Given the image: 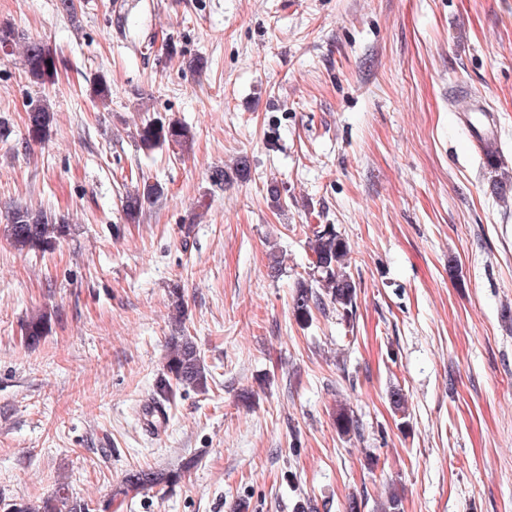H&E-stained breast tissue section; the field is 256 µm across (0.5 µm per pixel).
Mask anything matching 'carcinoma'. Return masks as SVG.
Here are the masks:
<instances>
[{
	"label": "carcinoma",
	"instance_id": "carcinoma-1",
	"mask_svg": "<svg viewBox=\"0 0 512 512\" xmlns=\"http://www.w3.org/2000/svg\"><path fill=\"white\" fill-rule=\"evenodd\" d=\"M24 67L31 81L44 86L55 81L57 76V58L44 43L29 41L23 49ZM54 114L44 100H38L37 108L27 113V140L42 142L50 136ZM137 146L147 153L168 144L185 146L191 139L187 127L176 121L164 122L149 119L140 124L136 136ZM163 190L156 184L143 182L142 187L126 194L123 209L126 219L134 222L139 217L143 205L161 196ZM9 235L20 250L43 253L51 249L56 241L68 234L69 226L43 211L17 209L10 217ZM312 252L313 281L322 291H317L306 281L298 282L292 296V308L295 317L307 321L312 317V309L325 310L329 303L344 311L356 304L357 285L347 273L348 246L332 224H319L312 229L309 240ZM178 313L176 335L170 337L169 354L164 364L165 377L157 386L151 409L160 414L162 420L168 419L166 403L170 402L176 390L192 388L206 390L208 371L194 342L182 335L183 311L180 301H175ZM48 315L40 313L33 316L25 326V338L30 343L38 342L48 330ZM336 426L344 435L360 433V424L354 416L345 411L338 413ZM197 460L190 458L177 469L149 470L133 474L125 479L115 490L114 496L127 497L137 494L146 487L165 489L177 483L182 474L194 468ZM12 512H89L88 504L73 501L65 487L60 486L55 495L46 498L39 505L29 503L13 505Z\"/></svg>",
	"mask_w": 512,
	"mask_h": 512
}]
</instances>
